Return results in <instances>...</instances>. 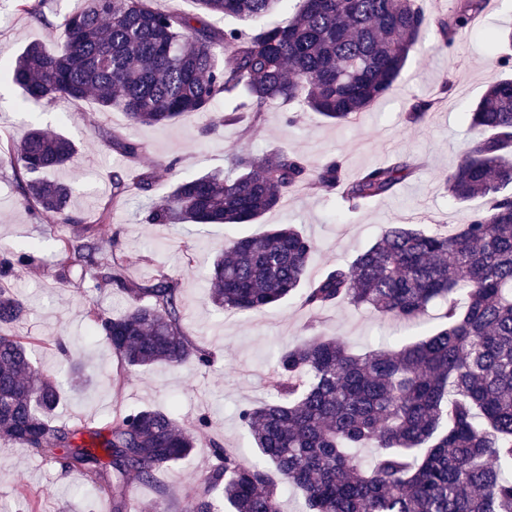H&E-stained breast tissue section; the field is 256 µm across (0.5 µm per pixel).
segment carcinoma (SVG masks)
I'll use <instances>...</instances> for the list:
<instances>
[{
    "label": "carcinoma",
    "instance_id": "obj_1",
    "mask_svg": "<svg viewBox=\"0 0 512 512\" xmlns=\"http://www.w3.org/2000/svg\"><path fill=\"white\" fill-rule=\"evenodd\" d=\"M200 12L160 9L155 0H80L61 22L64 39L28 43L11 61L23 100L50 106L93 96L99 111L119 109L134 125H163L210 111L218 98L261 116L297 100L324 119L351 122L384 97L426 29L444 47L473 27L488 0H458L429 16L416 0H302L276 25L262 19L285 0H195ZM15 10L48 25L40 0ZM208 15L251 20L254 27L217 30ZM473 105L476 135L448 174V194L475 199L450 234L390 224L349 264L332 265L301 293L313 311L342 303L385 317L419 319L440 304V329L398 350L355 355L337 338L312 337L282 348L272 396L239 410L259 459L217 445L187 512H274L286 486L302 492L305 512H512V58ZM130 162L112 174V202L148 195L151 174L137 167L142 144L103 132ZM76 144L33 129L10 148L20 194L50 223L72 224L70 190L44 174L64 166ZM232 174L176 180L150 202L147 224H249L300 189L337 193L351 207L391 194L414 164L394 162L353 180L332 159L312 174L284 151L240 153ZM71 266L94 271V287H117L132 301L117 317L92 311L93 334L126 367H209L211 355L183 325L175 280L157 267L148 280L126 276L117 258L103 263L94 224L59 238ZM313 241L290 224L261 237L229 241L210 272V299L231 313L260 312L297 292ZM34 252L0 259V276L34 261ZM25 302L0 287V440L32 450L104 493L112 512H126L132 482L156 487L157 473L190 455L198 434L168 411L131 408L105 425H59L61 385L43 371L31 343L5 328L27 316ZM378 453L365 467L352 449Z\"/></svg>",
    "mask_w": 512,
    "mask_h": 512
}]
</instances>
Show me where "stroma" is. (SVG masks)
<instances>
[{"label":"stroma","mask_w":512,"mask_h":512,"mask_svg":"<svg viewBox=\"0 0 512 512\" xmlns=\"http://www.w3.org/2000/svg\"><path fill=\"white\" fill-rule=\"evenodd\" d=\"M74 4L75 0H44L49 23L38 26L16 14L11 0H0V57H11L31 41L57 43L62 38L59 24ZM506 27H512V0H494L478 25L463 31L452 48H442L436 29L428 28L388 94L352 123L340 125L299 104L278 103L260 121L244 113L238 121L203 134V125L227 112L228 103L220 100L191 121L134 127L124 112L98 111L89 99H62L48 109L22 105L21 90L8 68L0 66V253L24 251L32 241L38 244L35 263L18 268L10 280L13 292L29 305L27 317L13 330L38 340L35 357L60 382L68 380L54 347L60 337L93 378L85 391L61 401L56 423L106 421L140 406L173 411L190 429L200 417L210 419L205 443L162 473L168 496L160 498L151 488L136 486L131 490V506L154 499L164 512H181L179 498L209 470L212 444L245 458L253 455L238 411L271 396L273 359L282 347L314 336H336L356 353L396 349L442 325L435 305L419 321L408 323L350 304L316 313L304 308L296 296L257 313H226L209 301L207 273L229 239L259 237L274 224L297 225L313 240L315 251L306 274L310 281L327 265L350 263L387 225L455 231L466 208L450 198L444 179L472 136L467 112L497 78V57L512 52L489 39ZM432 98L439 99L438 108L423 120L410 122L413 106ZM33 126L63 133L78 144L74 162L51 175L52 180L70 184L73 216L90 220L109 212V223L99 225L98 232L105 239L117 238L114 251L132 278L149 277L154 268L164 266L180 288L185 325L193 340L212 355L211 367L156 365L128 370L105 341L91 337L90 311L116 316L127 310L130 299L117 288L96 289L89 280L79 285L58 279L64 264L59 227L25 206L7 152L8 142L20 141ZM106 130L143 144L140 165L153 174L155 198L169 193L178 178L227 169L230 159L242 152L262 156L282 150L304 159L313 171L335 158L350 178L398 159L413 162L416 170L393 194L356 210L336 194L316 190L288 194L280 207L252 224L160 226L145 223V198L133 196L113 207L111 175L124 163L103 138ZM97 505L92 487L62 477L56 465L30 449L0 444V512H96Z\"/></svg>","instance_id":"stroma-1"}]
</instances>
